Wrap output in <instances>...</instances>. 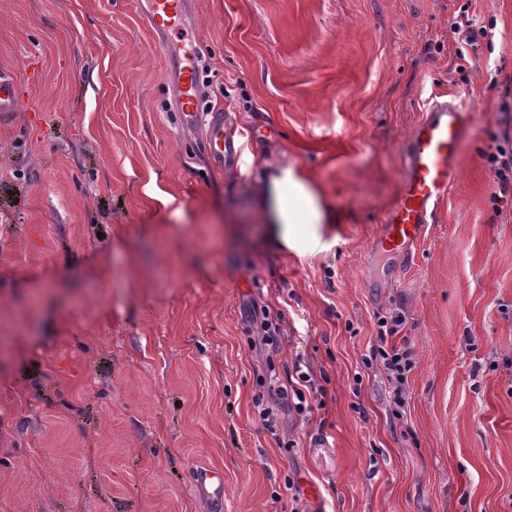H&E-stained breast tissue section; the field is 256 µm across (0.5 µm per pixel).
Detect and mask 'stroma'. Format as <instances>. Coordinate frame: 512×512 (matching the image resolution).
<instances>
[{
	"label": "stroma",
	"mask_w": 512,
	"mask_h": 512,
	"mask_svg": "<svg viewBox=\"0 0 512 512\" xmlns=\"http://www.w3.org/2000/svg\"><path fill=\"white\" fill-rule=\"evenodd\" d=\"M196 10L172 43L197 46L200 107L235 124L226 168L171 112L142 0H0L22 102L0 122V512H211L201 463L223 512H512V207L486 160L512 134V0ZM464 10L488 32L474 48L450 30ZM441 94L483 110L395 276L370 244ZM287 168L333 216L295 249L258 196ZM397 313L401 409L371 358ZM298 373V385L304 387L305 389L301 387H294L292 389V396L291 398H295L298 402L295 403V408L300 414H306L310 413L312 411V406L307 399V394L310 395L311 392H313V383L312 378L309 375V373L303 372L301 370H297ZM306 390V391H305ZM193 483L200 488L207 500L214 506H220L224 500V475L222 472L206 467L193 469Z\"/></svg>",
	"instance_id": "1"
}]
</instances>
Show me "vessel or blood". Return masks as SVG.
Instances as JSON below:
<instances>
[{
  "instance_id": "obj_1",
  "label": "vessel or blood",
  "mask_w": 512,
  "mask_h": 512,
  "mask_svg": "<svg viewBox=\"0 0 512 512\" xmlns=\"http://www.w3.org/2000/svg\"><path fill=\"white\" fill-rule=\"evenodd\" d=\"M146 22L156 41H164L168 33L195 23L193 0H147ZM201 86L193 67L178 69V89L173 94L177 111L185 124H203L214 159L231 165L237 160L232 139L225 135L231 120L222 112H211L207 122L199 120ZM20 108L14 77L0 74V112ZM480 105L473 100L438 96L428 103L422 118L400 144L403 159L401 192L387 214L373 241L401 254L406 264H413L417 247L428 224L434 222L440 204L452 186L460 150L469 136L474 112ZM193 482L215 506L224 500L222 472L198 466Z\"/></svg>"
}]
</instances>
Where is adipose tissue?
<instances>
[{"instance_id": "1", "label": "adipose tissue", "mask_w": 512, "mask_h": 512, "mask_svg": "<svg viewBox=\"0 0 512 512\" xmlns=\"http://www.w3.org/2000/svg\"><path fill=\"white\" fill-rule=\"evenodd\" d=\"M305 191L303 180L290 169L282 170L280 175L271 177L263 192V199L268 202L277 234L283 244H290L297 237V227L301 224H316L324 217V212L316 201H309L306 208H299L287 196L288 187Z\"/></svg>"}]
</instances>
